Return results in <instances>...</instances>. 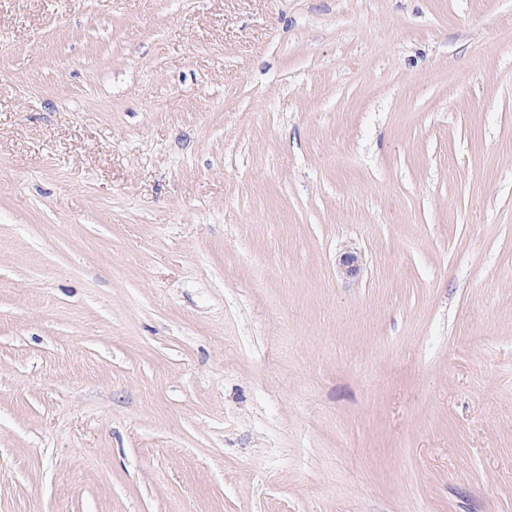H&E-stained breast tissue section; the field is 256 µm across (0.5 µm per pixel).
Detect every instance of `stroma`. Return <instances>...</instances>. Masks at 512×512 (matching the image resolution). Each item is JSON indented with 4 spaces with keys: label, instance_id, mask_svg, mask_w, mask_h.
Here are the masks:
<instances>
[{
    "label": "stroma",
    "instance_id": "obj_1",
    "mask_svg": "<svg viewBox=\"0 0 512 512\" xmlns=\"http://www.w3.org/2000/svg\"><path fill=\"white\" fill-rule=\"evenodd\" d=\"M0 512H512V0H0ZM363 265L360 253L354 249L347 248L342 252L336 262V271L340 277L350 279L356 277Z\"/></svg>",
    "mask_w": 512,
    "mask_h": 512
}]
</instances>
